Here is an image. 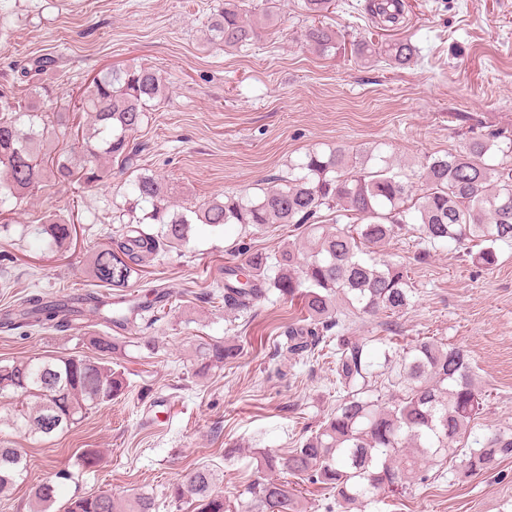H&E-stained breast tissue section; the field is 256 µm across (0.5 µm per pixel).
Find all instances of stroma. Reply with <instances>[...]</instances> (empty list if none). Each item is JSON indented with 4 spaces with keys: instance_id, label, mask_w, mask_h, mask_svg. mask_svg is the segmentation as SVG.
<instances>
[{
    "instance_id": "35a3bbf8",
    "label": "stroma",
    "mask_w": 512,
    "mask_h": 512,
    "mask_svg": "<svg viewBox=\"0 0 512 512\" xmlns=\"http://www.w3.org/2000/svg\"><path fill=\"white\" fill-rule=\"evenodd\" d=\"M220 2L0 0V17L9 20L0 35V85L11 77L10 62L38 56L58 58L45 81L65 101L80 97L102 69L159 68L166 89L130 140L142 148L143 168L194 203L254 194L313 149L381 154L418 176L429 157L464 149L461 116L472 117L477 131H512V0H404L402 22L382 33L417 46L400 68L361 63L345 49L314 52L302 39L310 20L301 0H241L260 40L213 47L205 23ZM364 5L339 0L325 22L349 41L370 35ZM130 180L116 165L98 186L52 181L23 204L11 217L15 230L0 234V309L33 292L97 290L87 261L108 244ZM65 210L77 219L67 252L43 251L19 230ZM302 238L288 226L230 224L195 232L182 254L145 267L132 291L149 282L183 294L154 325L127 333L113 355L126 394L50 438L0 432V446L24 449L28 460L25 480L0 496V512H28L31 487L64 468L74 477L59 486L63 501L77 492L122 500L147 493L157 512H193L191 504L170 503L168 486L203 465L222 471L220 491L239 500L256 476L253 450L285 455L315 431L336 405V376L332 358L299 366L277 349L283 327L301 317L299 301L265 300L234 319L209 293L232 244L272 253ZM501 252L488 271L455 244L431 249L399 234L376 257L406 265L414 288L409 308L395 316L350 314L353 334L371 340L377 354L422 337L466 350L488 394L474 431L480 438L512 428V244ZM222 340L240 344L239 358L195 377V346ZM87 351L68 332H0V362ZM86 448L100 450L96 468L79 466ZM228 448L236 451L229 462ZM447 469L446 478L410 493L380 494L365 512H512V458L476 475L456 463Z\"/></svg>"
}]
</instances>
